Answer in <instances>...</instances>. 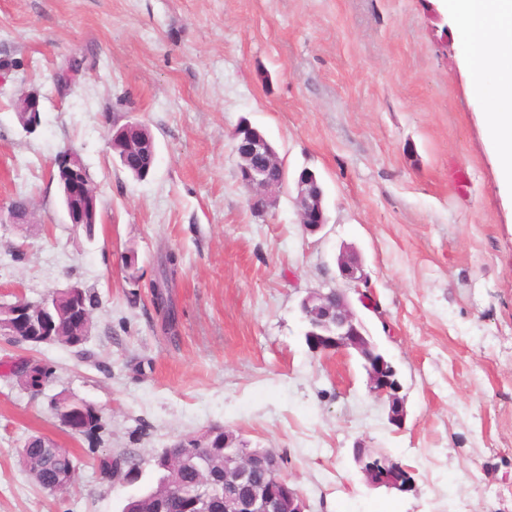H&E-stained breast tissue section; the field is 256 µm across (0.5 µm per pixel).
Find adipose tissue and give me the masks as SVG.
<instances>
[{"label":"adipose tissue","instance_id":"adipose-tissue-1","mask_svg":"<svg viewBox=\"0 0 512 512\" xmlns=\"http://www.w3.org/2000/svg\"><path fill=\"white\" fill-rule=\"evenodd\" d=\"M448 6L460 22L474 95L496 100L484 124L500 160L501 188L512 195V0H449Z\"/></svg>","mask_w":512,"mask_h":512}]
</instances>
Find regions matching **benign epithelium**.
I'll use <instances>...</instances> for the list:
<instances>
[{
  "label": "benign epithelium",
  "mask_w": 512,
  "mask_h": 512,
  "mask_svg": "<svg viewBox=\"0 0 512 512\" xmlns=\"http://www.w3.org/2000/svg\"><path fill=\"white\" fill-rule=\"evenodd\" d=\"M15 110L23 128L31 132L41 122V95L30 90L23 92L15 102ZM143 125L130 122L111 134L110 140L126 145L122 155L123 165H129L134 157L157 154L156 147L140 139ZM233 136L240 140L238 155L241 163L238 179L248 189L251 208L263 213L272 207L277 194L286 187L287 174L283 162L266 137L251 125L239 124ZM65 195L69 206L65 209L71 224H95L98 217L96 191L91 185L88 170L78 154L65 151L60 155ZM296 205L300 224L310 232L327 224L324 207V191L316 175L307 171L297 183ZM30 211L18 209L15 201L0 203V224H28ZM336 265L345 288H331L327 292L313 291L300 303L304 323V340L313 353L355 352L362 362L366 383L371 394L384 401L388 421L400 429L406 420L405 400L400 396L402 386L397 371L384 353L367 335L348 297V291L359 294L365 302L366 292L362 285L367 275L360 255L351 247L344 246L336 257ZM47 299L39 302L0 303L3 311H13L14 317L27 320L40 318L48 335H53ZM374 451L358 445L353 448V460L365 483L371 488H385L401 493L414 488L409 469L388 456L375 466L366 465V458ZM179 493L197 512H214V506L223 504V512H280L288 506V512H306L307 504L301 491L282 473V460L269 448L250 449L234 446L233 436L224 442V479L221 481L197 479L179 486Z\"/></svg>",
  "instance_id": "benign-epithelium-1"
}]
</instances>
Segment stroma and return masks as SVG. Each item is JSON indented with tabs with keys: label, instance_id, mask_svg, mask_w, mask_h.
Masks as SVG:
<instances>
[{
	"label": "stroma",
	"instance_id": "obj_1",
	"mask_svg": "<svg viewBox=\"0 0 512 512\" xmlns=\"http://www.w3.org/2000/svg\"><path fill=\"white\" fill-rule=\"evenodd\" d=\"M4 58L19 68L0 84V202L27 197L34 221L0 224V303L77 281L99 304L82 349L0 337V512H121L103 454L137 455L144 490L157 453L215 425L278 452L309 512H512V203L444 0H0ZM33 88L30 134L13 101ZM245 120L289 174L318 175L321 231L300 224L292 185L251 209L232 140ZM130 121L156 141L143 179L109 146ZM67 148L99 196L90 233L50 176ZM344 246L403 387L401 429L355 355L304 341L299 303L338 286ZM18 359L52 365L41 394L11 374ZM62 391L100 410V448L52 413ZM31 435L75 457L66 493L24 470ZM359 443L411 466L414 491L368 487Z\"/></svg>",
	"mask_w": 512,
	"mask_h": 512
}]
</instances>
